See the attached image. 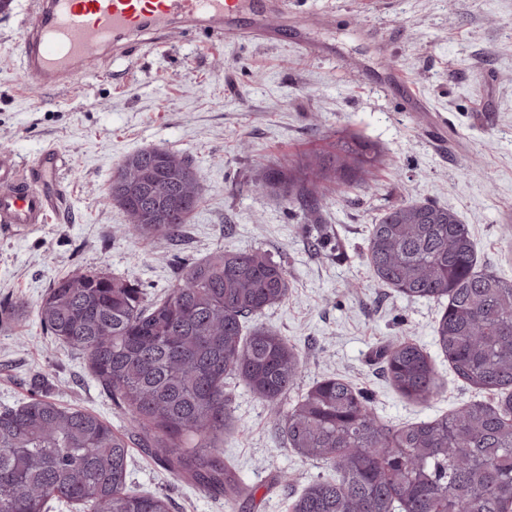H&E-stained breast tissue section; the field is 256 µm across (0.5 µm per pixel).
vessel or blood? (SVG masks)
Returning a JSON list of instances; mask_svg holds the SVG:
<instances>
[{"label": "vessel or blood", "mask_w": 512, "mask_h": 512, "mask_svg": "<svg viewBox=\"0 0 512 512\" xmlns=\"http://www.w3.org/2000/svg\"><path fill=\"white\" fill-rule=\"evenodd\" d=\"M243 6L244 0H36L23 30L22 72L43 88L73 82L98 46L145 28L165 29L177 17L221 40L226 16ZM62 171L60 154L51 147L26 165L1 155L0 224H42L59 212Z\"/></svg>", "instance_id": "b4317fda"}]
</instances>
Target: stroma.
<instances>
[{
  "label": "stroma",
  "mask_w": 512,
  "mask_h": 512,
  "mask_svg": "<svg viewBox=\"0 0 512 512\" xmlns=\"http://www.w3.org/2000/svg\"><path fill=\"white\" fill-rule=\"evenodd\" d=\"M246 0L231 35L208 44L177 19L103 46L95 68L57 89L25 83L20 39L32 0L0 13V153L24 163L55 144L66 204L47 223L0 225V410L43 395L59 406L127 426L86 355L47 334L32 310L61 278L102 270L135 280L146 302L219 248L282 261L288 298L258 321L300 354L289 395L340 377L385 423L451 413L493 393L458 378L434 336L441 303L382 286L365 258L370 229L407 202L459 215L479 269L512 280V0ZM370 144L381 159L371 187L348 173L308 207L291 190L263 192L262 168L338 140ZM161 147L191 159L202 198L175 240L142 241L106 203L126 156ZM31 313L18 320L12 307ZM406 339L433 360L440 386L425 404L391 385L383 353ZM234 426L224 456L255 494L235 505L171 477L148 451L131 450L130 490L168 498L171 512H289L330 463L287 448L271 405L236 377Z\"/></svg>",
  "instance_id": "obj_1"
}]
</instances>
